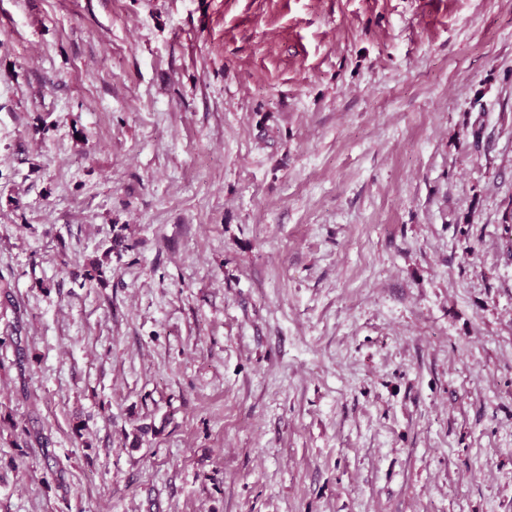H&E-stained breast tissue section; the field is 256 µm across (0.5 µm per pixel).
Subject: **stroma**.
<instances>
[{
    "mask_svg": "<svg viewBox=\"0 0 512 512\" xmlns=\"http://www.w3.org/2000/svg\"><path fill=\"white\" fill-rule=\"evenodd\" d=\"M511 209L512 0H0V512H512Z\"/></svg>",
    "mask_w": 512,
    "mask_h": 512,
    "instance_id": "1",
    "label": "stroma"
}]
</instances>
